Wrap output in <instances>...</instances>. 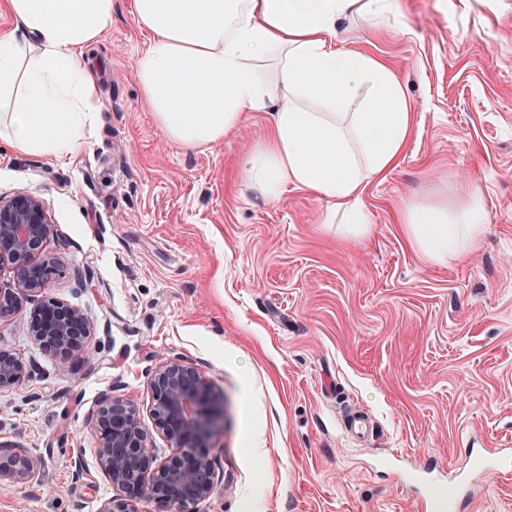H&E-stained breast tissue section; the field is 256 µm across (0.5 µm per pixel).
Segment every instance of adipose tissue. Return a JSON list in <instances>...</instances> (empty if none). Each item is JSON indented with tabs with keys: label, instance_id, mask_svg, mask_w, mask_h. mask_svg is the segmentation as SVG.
Returning <instances> with one entry per match:
<instances>
[{
	"label": "adipose tissue",
	"instance_id": "adipose-tissue-1",
	"mask_svg": "<svg viewBox=\"0 0 512 512\" xmlns=\"http://www.w3.org/2000/svg\"><path fill=\"white\" fill-rule=\"evenodd\" d=\"M113 0H0V15L27 34L0 39V142L53 158L85 138L100 108L80 57L112 24ZM150 40L136 65L141 97L173 144L223 142L245 113L267 104L263 61L276 64L282 90L266 141L244 161L249 182L270 201L302 189L330 216L368 233L363 196L394 168L411 114L388 64L336 46L348 15L384 17L398 0H129ZM376 94L360 112L341 111L365 83ZM488 215L480 192L454 214L406 208L411 246L445 263L479 248Z\"/></svg>",
	"mask_w": 512,
	"mask_h": 512
}]
</instances>
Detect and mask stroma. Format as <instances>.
<instances>
[{"label": "stroma", "mask_w": 512, "mask_h": 512, "mask_svg": "<svg viewBox=\"0 0 512 512\" xmlns=\"http://www.w3.org/2000/svg\"><path fill=\"white\" fill-rule=\"evenodd\" d=\"M398 3L388 19L339 25V46L388 63L413 116L398 166L365 190L367 240L325 223L305 191L268 203L247 185L240 163L268 112L219 144L170 143L141 103L149 36L127 0L84 52L102 99L84 144L56 159L0 143V195L45 202L54 264L41 294L0 267L16 297L0 348L28 370L0 391V446L42 459L28 483H0V512H99L117 496L92 417L128 399L152 425L148 375L163 352L224 397L211 450L224 479L201 512H418L426 462L451 512H512V469L487 475L477 458L512 452V0ZM476 187L489 219L478 251L439 265L409 247L402 210L452 212ZM45 297L93 326L63 373L29 335ZM353 410L375 423L361 442L341 428Z\"/></svg>", "instance_id": "obj_1"}]
</instances>
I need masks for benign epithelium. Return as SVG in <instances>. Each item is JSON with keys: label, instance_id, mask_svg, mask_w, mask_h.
Instances as JSON below:
<instances>
[{"label": "benign epithelium", "instance_id": "benign-epithelium-1", "mask_svg": "<svg viewBox=\"0 0 512 512\" xmlns=\"http://www.w3.org/2000/svg\"><path fill=\"white\" fill-rule=\"evenodd\" d=\"M52 233L51 218L39 197L18 192L0 196V266H11L18 283L33 293L48 287L50 265L39 260ZM91 335L88 316L60 301L40 302L30 313V336L51 355L62 359L81 352ZM27 377L19 356L0 348V390ZM149 412L172 453L156 461L151 437L139 407L114 399L100 407L93 428L98 439L97 466L118 498L103 503L100 512H139L144 501H154L171 512H200L199 505L219 482L209 454L211 439L224 425V398L183 356L162 358L150 371ZM41 460L23 448L0 451V481L27 483Z\"/></svg>", "mask_w": 512, "mask_h": 512}]
</instances>
